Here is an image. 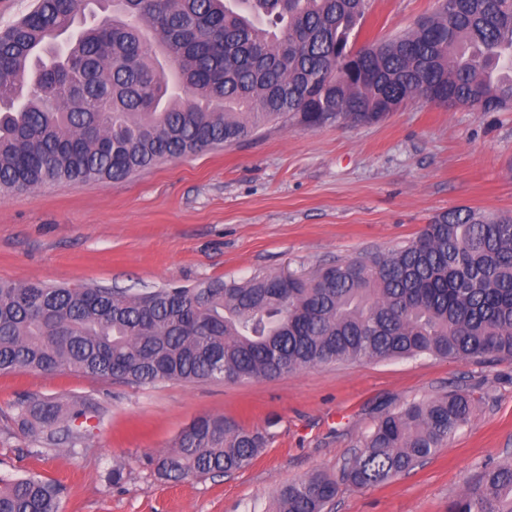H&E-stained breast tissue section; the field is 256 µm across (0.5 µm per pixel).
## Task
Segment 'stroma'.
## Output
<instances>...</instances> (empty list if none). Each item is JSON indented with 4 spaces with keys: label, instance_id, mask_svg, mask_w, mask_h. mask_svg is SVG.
I'll return each mask as SVG.
<instances>
[{
    "label": "stroma",
    "instance_id": "stroma-1",
    "mask_svg": "<svg viewBox=\"0 0 512 512\" xmlns=\"http://www.w3.org/2000/svg\"><path fill=\"white\" fill-rule=\"evenodd\" d=\"M436 0H371L358 43L380 42ZM512 215V111L410 100L379 122L290 126L183 158L121 182H63L0 196V280L143 292L257 273L311 274L387 251L456 208ZM451 390L472 419L415 470L340 485L332 512H448L488 463L512 460V362L427 355L361 360L273 379L137 385L67 369L0 374V478L62 485L58 512H268L282 486L340 477L384 413ZM97 401L102 413L70 451L17 427L26 397ZM269 430L237 472L160 480L148 456L198 417ZM124 479L112 483L113 467Z\"/></svg>",
    "mask_w": 512,
    "mask_h": 512
}]
</instances>
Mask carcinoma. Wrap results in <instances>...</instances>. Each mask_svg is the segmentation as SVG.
<instances>
[{"label":"carcinoma","mask_w":512,"mask_h":512,"mask_svg":"<svg viewBox=\"0 0 512 512\" xmlns=\"http://www.w3.org/2000/svg\"><path fill=\"white\" fill-rule=\"evenodd\" d=\"M370 0H37L0 32V193L127 179L272 127L377 122L418 99L512 107V0H438L393 38L353 47ZM104 14L98 23L87 15ZM429 355L512 361V215L451 210L387 252L284 284L277 274L130 294L0 282V373L70 369L131 384L270 379ZM462 390L386 413L348 458L354 487L408 473L467 425ZM100 405L26 399L34 443L75 446ZM268 432L193 421L150 459L168 481L248 466ZM336 479L282 487L274 512H327ZM59 488L0 479V512H57ZM448 512H512V461Z\"/></svg>","instance_id":"cac0c4a2"}]
</instances>
